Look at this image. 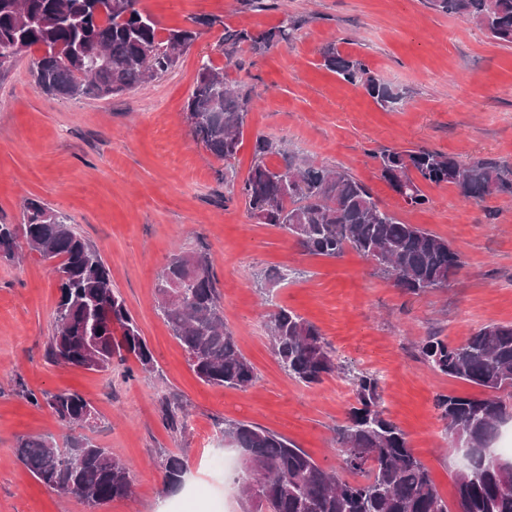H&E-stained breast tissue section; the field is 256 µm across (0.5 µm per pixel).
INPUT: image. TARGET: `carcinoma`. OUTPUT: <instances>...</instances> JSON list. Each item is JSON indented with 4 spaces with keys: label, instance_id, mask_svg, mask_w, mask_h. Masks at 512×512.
<instances>
[{
    "label": "carcinoma",
    "instance_id": "obj_1",
    "mask_svg": "<svg viewBox=\"0 0 512 512\" xmlns=\"http://www.w3.org/2000/svg\"><path fill=\"white\" fill-rule=\"evenodd\" d=\"M426 7L458 16L488 33L501 47L512 46V0H425ZM299 20L285 18L266 30L224 26L222 51L227 65L247 50L262 55L292 43ZM196 32L177 29L158 35V23L139 0H0V59L10 65L34 48L36 87L43 93L78 99L106 98L169 73L192 45ZM322 66L361 87L383 109L405 105L403 93L371 75L361 59L342 54L336 43L321 51ZM252 97L233 86L228 72L202 62L187 99L186 119L216 159L224 162V185L244 202L250 218L273 224L296 238L315 256L338 258L353 250L373 258L377 272L413 295L448 287L464 266L448 240L418 224L403 222L380 205L371 190L346 171L298 165L282 143L260 136L254 165L236 182L233 165L243 143ZM282 165L271 168L265 158ZM382 179L405 206L429 204L424 187L447 185L465 200L480 202L493 194L512 196V164L491 159L464 162L429 148L388 147L372 152ZM50 263L59 290L48 343L58 365L105 372L133 356L141 369H155L154 356L122 295L112 287L110 269L99 251L70 218L38 198L23 203L22 223L0 224V257L14 259L23 248ZM173 283L174 296L157 300L156 310L187 355L189 366L208 385L251 387L256 374L224 323L223 296L216 286L212 258L200 249L173 255L157 283ZM267 328L272 350L288 378L306 386L343 376L353 386L355 403L336 428L339 466L328 470L286 437L241 421L216 422L221 438L240 449L238 488L257 483L264 512H448L428 467L406 434L385 415L380 378L369 370L339 364L319 329L295 311L277 307ZM418 358L432 371L487 392L481 397L438 394L434 405L444 431L483 453L456 475L457 512H512V461L492 451L503 425L512 420V324L480 326L458 344L427 336ZM47 406L71 431L60 448L50 435L22 437L15 453L41 484L60 497H77L91 508L133 493V470L93 439L79 432L94 411L76 391L29 395ZM171 426L188 429L183 403L167 402ZM164 491L182 487L185 460L163 462ZM361 476L350 480L348 476Z\"/></svg>",
    "mask_w": 512,
    "mask_h": 512
}]
</instances>
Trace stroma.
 Segmentation results:
<instances>
[{"instance_id":"1","label":"stroma","mask_w":512,"mask_h":512,"mask_svg":"<svg viewBox=\"0 0 512 512\" xmlns=\"http://www.w3.org/2000/svg\"><path fill=\"white\" fill-rule=\"evenodd\" d=\"M161 30L197 27L198 37L164 77L106 98L67 100L41 93L23 56L0 78V224L22 220L25 199L69 216L112 271V285L135 317L156 367L135 358L108 372L54 364L47 355L58 290L37 254L0 258V512H89L78 498L42 486L17 459L19 438L68 430L29 394L78 391L96 411L90 434L132 464L134 494L100 512H178L201 486L224 494L221 475L204 464L218 441L204 443L217 420L273 430L328 468L332 444L354 402L351 387L330 377L307 387L281 370L267 337L273 306L314 323L341 364L385 369L386 414L429 468L439 494L455 500L460 466L434 408L439 394L475 395L478 387L432 372L416 357L429 333L465 340L485 323H512V196L467 201L449 187L426 190L429 204L408 209L382 179L372 151L426 147L464 161L512 163V49L460 17L423 0H278L259 12L250 0H150ZM301 27L291 44L243 54L227 66L225 26L268 29L284 16ZM336 42L403 92L386 111L358 87L322 67L320 50ZM250 89L239 177L254 163L257 136L283 142L299 163L340 166L369 186L381 204L448 239L465 266L448 288L411 295L355 251L313 256L282 229L250 219L241 199L224 200V164L194 137L185 105L203 56ZM207 249L224 298V321L257 376L247 390L201 382L155 308L158 271L176 253ZM286 281L266 287L270 269ZM189 405L193 429L162 415L165 400ZM187 463L182 487L163 490L165 456Z\"/></svg>"}]
</instances>
